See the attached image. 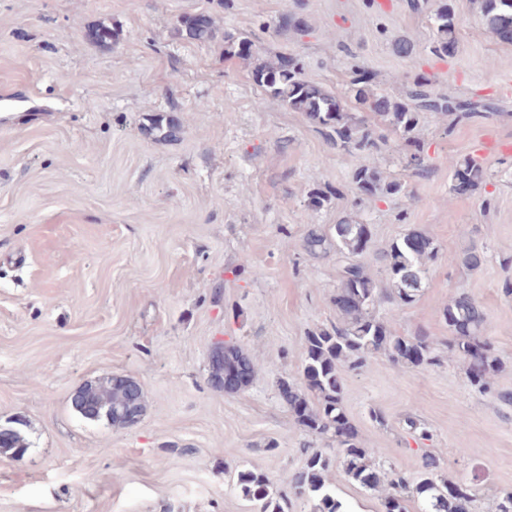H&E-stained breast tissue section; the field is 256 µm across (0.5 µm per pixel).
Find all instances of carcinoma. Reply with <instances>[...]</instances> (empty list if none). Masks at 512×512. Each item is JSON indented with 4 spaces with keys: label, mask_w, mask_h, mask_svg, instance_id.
<instances>
[{
    "label": "carcinoma",
    "mask_w": 512,
    "mask_h": 512,
    "mask_svg": "<svg viewBox=\"0 0 512 512\" xmlns=\"http://www.w3.org/2000/svg\"><path fill=\"white\" fill-rule=\"evenodd\" d=\"M478 17L486 29L504 42L512 43V0H474ZM433 39L429 52L437 57L456 53L460 19L453 0H437L430 15ZM177 34L206 42L217 36L211 18L187 15L179 21ZM90 41L110 46L115 41L112 26L104 22L89 34ZM258 46L248 34L224 33V55L251 60ZM252 78L263 95L280 101L288 110L300 113L327 143L341 152L363 154L379 148L397 156L409 177H424L431 172L421 136L422 123L429 115H441L454 125L457 119L484 118L496 115L491 103L434 94L430 79L414 75L405 94L393 97L378 88L372 76L361 73L353 78L348 92L340 94L312 80L304 63L296 58L280 59L275 64L258 63ZM379 116L387 134L368 125L366 118L347 108V100ZM180 126L173 119L158 114L151 119L150 130L163 138L173 137ZM452 180L470 193L478 191L489 179L488 171L475 158L463 156L448 160ZM353 189L360 201L379 193L398 195L405 191L399 179H387L376 166L361 164L352 176ZM328 185L310 189L308 205L319 209L339 196ZM336 261L340 265L336 286V321L310 330L306 336L302 376L305 388L282 382L281 398L292 419L306 434L336 448L330 456L311 443L303 445L305 462L289 481L297 496L313 501L312 512H344L329 482L332 468L342 470L351 482L381 494L385 512H407L405 502L412 497L421 501V512H470L475 498L474 483L450 481L438 475L439 459L423 454L420 475L377 461L376 452L364 447L356 427L343 405L342 370H358L375 354L408 369L436 365L439 362L434 341L425 334L399 336L387 321L376 314L385 300L404 305L413 303L425 284L428 263L435 260L438 247L434 239L421 230H410L383 252L386 285L380 286L359 257L371 242L369 225L344 218L333 225ZM327 234L317 227L309 230L302 248L311 260L328 256ZM458 262L476 270L486 260L484 251L471 245L462 250ZM448 325V356L458 360L470 384L482 391L491 389L490 379L499 370L500 360L494 344L482 336L486 316L480 305L466 294L453 298L443 309ZM224 371H233L251 382L256 367L250 357L236 345L225 347ZM236 489L250 501L256 512H290V499L274 489L269 478L245 468L238 471Z\"/></svg>",
    "instance_id": "carcinoma-1"
}]
</instances>
